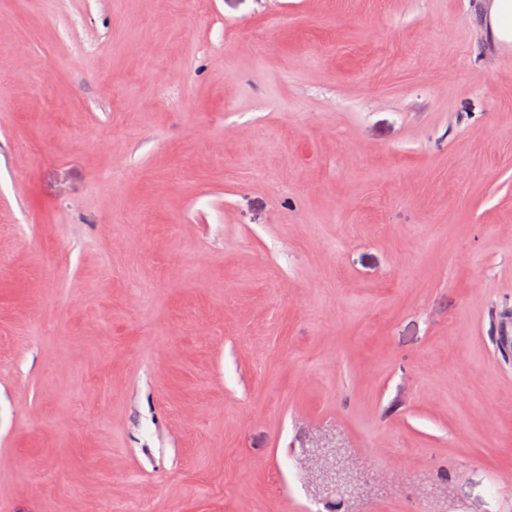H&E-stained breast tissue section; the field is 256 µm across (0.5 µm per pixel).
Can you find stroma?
<instances>
[{"label":"stroma","instance_id":"1","mask_svg":"<svg viewBox=\"0 0 512 512\" xmlns=\"http://www.w3.org/2000/svg\"><path fill=\"white\" fill-rule=\"evenodd\" d=\"M493 0H0V512H512ZM321 457L322 461L324 462V470L326 464L330 463L332 459H334L332 463L334 477H327L324 479L325 487L327 490V497L332 498L335 496H339L347 498L348 496H350L354 492V479L346 478L342 469L344 468V465L337 456L336 450L328 448L323 452Z\"/></svg>","mask_w":512,"mask_h":512}]
</instances>
